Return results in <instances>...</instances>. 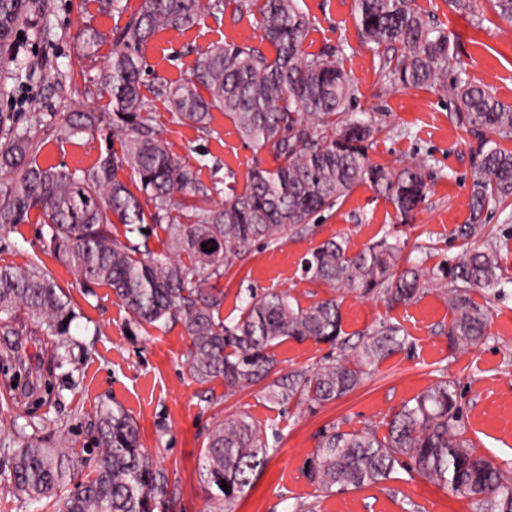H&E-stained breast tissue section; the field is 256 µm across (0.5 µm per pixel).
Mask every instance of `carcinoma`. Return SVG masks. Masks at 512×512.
Returning a JSON list of instances; mask_svg holds the SVG:
<instances>
[{
  "mask_svg": "<svg viewBox=\"0 0 512 512\" xmlns=\"http://www.w3.org/2000/svg\"><path fill=\"white\" fill-rule=\"evenodd\" d=\"M28 0H0V71L15 62L11 38L28 19ZM235 9L258 7L263 38L274 56L234 42L199 53L192 74L165 87L172 114L181 124L209 130L211 112H224L247 142L266 148L277 165L256 166L243 190L226 184L224 205L211 203L212 189L198 181L189 161L174 155L153 124L144 93V50L163 29L183 31L225 0H141L137 12L113 33L106 85L110 112H0V231L30 221L48 228L43 250L63 260L87 287L104 286L127 309L141 330L181 323L191 338L192 376L205 384L224 380L225 394L277 373L274 348L287 339L342 347V319L334 298L307 308L286 291L258 294L238 319L220 317V280L254 246L268 247L308 232L317 215L334 208L353 186L368 181L391 200L404 219L422 204L430 183L427 160L415 158L399 169L368 163V142L379 128L346 112L354 91L335 53L307 54L303 43L309 18L295 0H235ZM361 35L384 48L381 75L390 88L439 84L456 107V120L480 140L469 199L471 223L459 228L462 253L430 269L400 267V247L383 237L355 254L343 241L328 240L303 259L304 276L334 288L381 295L388 305L415 300L426 281L448 280L453 319L448 336L472 345L486 336L488 313L472 298L475 289L503 288L498 251L478 245L482 215L492 205L512 201V105L489 87L448 76L454 46L448 34L431 27L415 0H354ZM86 54L97 52L101 36L86 28L76 34ZM112 133L106 153L89 170L42 166L45 143L39 131L56 137ZM120 151H115L114 143ZM130 171V182L118 171ZM154 212L146 214L144 205ZM120 223L141 240L112 236ZM166 223L167 251L149 249L148 223ZM213 251H208V248ZM25 312L48 336H66L78 317L70 293L38 266H0V324L21 326ZM407 336L394 325L362 334L353 354L314 371L296 370L275 380L268 395L278 404L293 400L321 406L359 387L389 354L404 348ZM94 475L56 501L57 512H155L168 497L169 478L150 459L134 418L123 408H103L97 419ZM270 458L263 430L245 415L224 419L210 433L203 469L224 512L252 485ZM79 453L62 442L43 448L32 436L4 461L16 490L40 501L61 485L75 482ZM414 470L474 500L477 512H512V473L476 455L465 426L455 381L440 374L424 392L405 403L375 429L323 430L308 470L319 491L358 489ZM227 489H222V485Z\"/></svg>",
  "mask_w": 512,
  "mask_h": 512,
  "instance_id": "cac0c4a2",
  "label": "carcinoma"
}]
</instances>
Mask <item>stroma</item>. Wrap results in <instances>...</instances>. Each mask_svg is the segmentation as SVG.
Instances as JSON below:
<instances>
[{"instance_id": "stroma-1", "label": "stroma", "mask_w": 512, "mask_h": 512, "mask_svg": "<svg viewBox=\"0 0 512 512\" xmlns=\"http://www.w3.org/2000/svg\"><path fill=\"white\" fill-rule=\"evenodd\" d=\"M29 4L34 16L20 28L15 48L30 78L20 84L8 81L0 112L106 111L104 78L112 34L136 13L140 0H118L116 8L106 11L98 10L95 0ZM297 5L310 19L305 52H335L353 84V116L380 127L367 149L370 163L398 168L413 156L427 158L431 191L405 221L368 182H358L307 233L277 246L252 248L236 262L220 282V315L238 319L251 289L288 292L303 307L333 296L340 304L345 338L358 341L379 323L391 322L406 332V347L384 359L352 393L313 408L274 403L261 383L228 396L223 380L201 384L191 377V341L183 324L147 334L135 330L111 289L83 287L69 267L42 252L41 225L18 224L0 232V265H36L48 271L68 288L78 317L66 336L43 334L32 324L19 336L0 333V355L26 351L21 373L42 379L30 396L0 381V456L16 445L14 433L6 429L12 422L42 447L68 441L82 450L84 469H92L91 424L100 406L118 405L137 421L144 448L168 474L170 496L163 512H218L216 491L202 472L201 452L216 422L244 414L267 428L271 458L234 512H296L301 505L314 512H475L472 500L413 472L324 495L306 468L323 429L384 427L405 402L445 373L458 384L466 436L476 453L512 471V205L490 209L480 236L496 246L509 282L501 290L472 294L489 311L487 335L479 344L462 346L449 338L445 281H432L414 302L390 308L380 296L336 291L304 278L302 258L332 238L345 240L353 253L385 238L427 268L455 258L462 244L458 230L470 221L477 142L458 125L453 101L442 87L386 90L378 52L361 37L354 0H297ZM415 5L427 23L457 42L456 70L512 104V22L501 18L489 0H475L470 15L454 12L446 0H415ZM476 14L483 17L478 28L472 24ZM86 27L103 37L91 58L75 38ZM217 42L273 52L262 39L258 14L245 11L208 15L183 31H160L144 56L148 104L162 138L173 154L190 160L198 179L212 187V201L220 204L227 174H234L241 188L254 166L272 169L276 163L268 150L245 143L221 111H213L205 133L171 120L165 85L189 77L199 52ZM105 147L101 131L66 139L49 136L37 160L43 166L88 169ZM275 353L283 376L314 369L337 355L329 345L293 339L279 344Z\"/></svg>"}]
</instances>
